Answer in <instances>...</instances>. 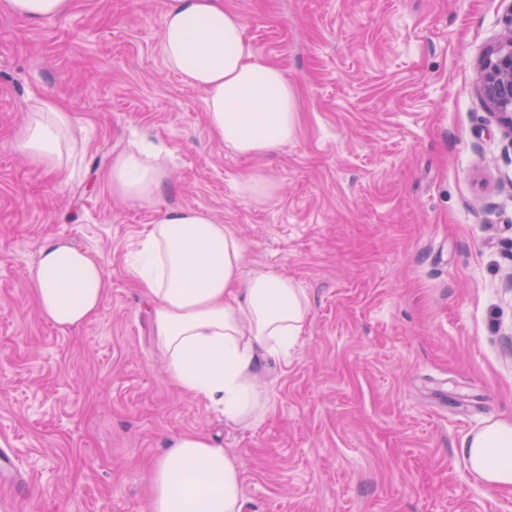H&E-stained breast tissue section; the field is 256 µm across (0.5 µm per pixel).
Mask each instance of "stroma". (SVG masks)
Returning a JSON list of instances; mask_svg holds the SVG:
<instances>
[{"instance_id": "obj_1", "label": "stroma", "mask_w": 512, "mask_h": 512, "mask_svg": "<svg viewBox=\"0 0 512 512\" xmlns=\"http://www.w3.org/2000/svg\"><path fill=\"white\" fill-rule=\"evenodd\" d=\"M166 2L72 0L36 24L0 2V452L27 480L8 512H149L153 464L194 433L236 457L245 512H512L460 454L512 418V151L475 91L512 0H224L299 94L295 139L253 157L166 68ZM37 97L85 145L64 185L15 147ZM135 136L168 167L164 206L209 212L244 272L308 294L258 424L179 390L153 342L129 258L154 215L100 182ZM251 175L273 193H243ZM51 237L111 282L73 329L40 316L26 276Z\"/></svg>"}]
</instances>
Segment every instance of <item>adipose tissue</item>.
Segmentation results:
<instances>
[{
    "mask_svg": "<svg viewBox=\"0 0 512 512\" xmlns=\"http://www.w3.org/2000/svg\"><path fill=\"white\" fill-rule=\"evenodd\" d=\"M161 47L167 68L204 92L207 126L226 149L263 155L295 138L296 87L253 51L223 0H167ZM16 146L64 182L80 149L68 111L49 98L35 100ZM166 182L159 154L137 145L103 175L112 196L157 212L131 267L152 305L155 344L173 384L221 407L227 424H256L265 362L305 333L308 295L284 274H243L242 239L207 211L161 208ZM27 275L41 315L62 329L96 315L111 286L99 260L62 238L43 243ZM460 451L489 487H512V420L491 421ZM150 484L151 512H244L237 460L202 434L172 438Z\"/></svg>",
    "mask_w": 512,
    "mask_h": 512,
    "instance_id": "adipose-tissue-1",
    "label": "adipose tissue"
}]
</instances>
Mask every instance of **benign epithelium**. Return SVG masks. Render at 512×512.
I'll return each mask as SVG.
<instances>
[{"instance_id":"obj_1","label":"benign epithelium","mask_w":512,"mask_h":512,"mask_svg":"<svg viewBox=\"0 0 512 512\" xmlns=\"http://www.w3.org/2000/svg\"><path fill=\"white\" fill-rule=\"evenodd\" d=\"M477 92L506 131L512 147V33L482 61Z\"/></svg>"}]
</instances>
